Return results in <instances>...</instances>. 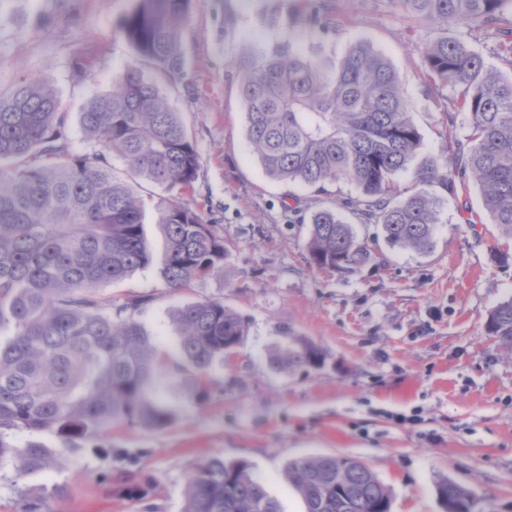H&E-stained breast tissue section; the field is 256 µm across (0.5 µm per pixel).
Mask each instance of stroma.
<instances>
[{"label": "stroma", "instance_id": "35a3bbf8", "mask_svg": "<svg viewBox=\"0 0 512 512\" xmlns=\"http://www.w3.org/2000/svg\"><path fill=\"white\" fill-rule=\"evenodd\" d=\"M136 4L0 0V87L24 78L52 86L74 149L87 150L79 114L129 62L119 27ZM329 4L341 24L314 40L325 57L359 40L382 51L405 89L421 156L442 161L454 92L419 72L421 50L438 29L397 0ZM307 7L308 0H191L185 69L158 83L201 154L186 200L232 242V256L176 293L155 264L102 290L115 300L152 295L141 320L171 351L178 333L170 309L223 301L249 324L235 361L212 369L203 401L184 381L169 380L162 396L175 417L161 429L116 427L65 450L50 432L8 431L18 446L38 442L58 457L21 478L0 467V512H25L46 493L54 512H183L190 476L218 455L248 462L282 512H305L282 475L287 459L303 455L362 461L390 489L391 512H443L437 486L445 479L469 490L472 512H512V352L485 331L490 312L512 297V264L491 258L501 240L477 185L468 180L457 196H443L431 253L390 247L381 225L360 224L358 236L375 242L370 259L351 272L323 270L309 261V217L353 187L288 186L266 176L249 150L233 61L243 49L272 47ZM448 35L512 76L489 32L464 23ZM79 61L89 76L77 73ZM288 331L320 349L321 367L270 366Z\"/></svg>", "mask_w": 512, "mask_h": 512}]
</instances>
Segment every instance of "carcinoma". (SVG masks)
<instances>
[{
	"instance_id": "cac0c4a2",
	"label": "carcinoma",
	"mask_w": 512,
	"mask_h": 512,
	"mask_svg": "<svg viewBox=\"0 0 512 512\" xmlns=\"http://www.w3.org/2000/svg\"><path fill=\"white\" fill-rule=\"evenodd\" d=\"M191 0H138L121 34L135 61L116 75L112 91L90 98L80 113L89 149H72L67 113L55 90L23 80L0 91V467L23 476L55 465L40 443L15 445L7 430L48 431L61 447L95 439L112 426L163 428L172 411L157 398L176 373L210 395L209 370L225 347L248 333L245 318L215 299L171 312L177 352L152 342L139 319L151 296L123 302L100 289L154 263L144 233L147 181L169 198L159 210L165 249L160 274L171 291L224 267L231 256L204 215L181 198L196 183L201 156L148 67L183 73L182 25ZM406 12L441 31L463 23L491 30L512 65V0H398ZM329 4L312 0L293 17L288 39L269 52L243 51L234 61L251 151L272 179L324 190L345 181L356 195L311 219L307 251L321 269L350 271L372 246L341 217L382 226L386 242L426 253L433 247L440 187L457 194L467 172L502 237L512 240V77L489 69L482 56L446 35L421 52L423 77L456 91L446 110L450 164L419 157L421 134L404 88L386 57L367 43L350 46L327 68L297 46L302 32L328 28ZM472 123L461 152L456 113ZM122 160L129 178L116 175ZM411 176L404 196L394 178ZM486 331L512 351V297L490 313ZM288 344L270 355L278 371L318 368L313 343L284 332ZM284 475L305 512H385L388 488L360 461L325 455L286 461ZM445 512H471L469 493L448 480L437 487ZM184 512H282L245 461L214 456L188 485Z\"/></svg>"
}]
</instances>
